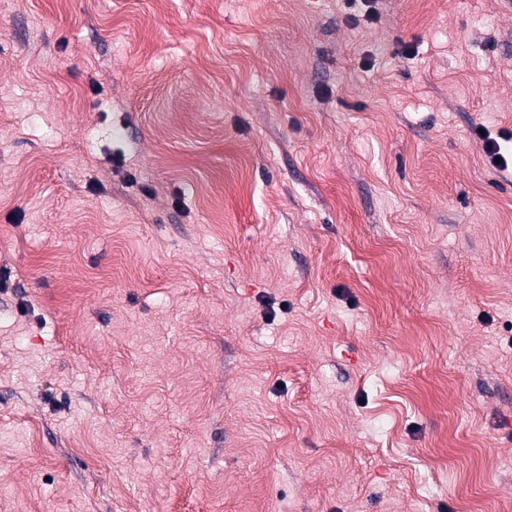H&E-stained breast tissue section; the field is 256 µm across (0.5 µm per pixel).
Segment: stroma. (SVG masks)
I'll return each instance as SVG.
<instances>
[{"label": "stroma", "instance_id": "1", "mask_svg": "<svg viewBox=\"0 0 512 512\" xmlns=\"http://www.w3.org/2000/svg\"><path fill=\"white\" fill-rule=\"evenodd\" d=\"M378 10L0 0V512H512V11ZM484 130V129H480ZM478 131V135L484 141V150L490 157L493 166L499 170L512 169V133L508 132L506 135H500L499 141L496 138L490 137L484 130V134ZM501 157V162L496 163L495 159Z\"/></svg>", "mask_w": 512, "mask_h": 512}]
</instances>
